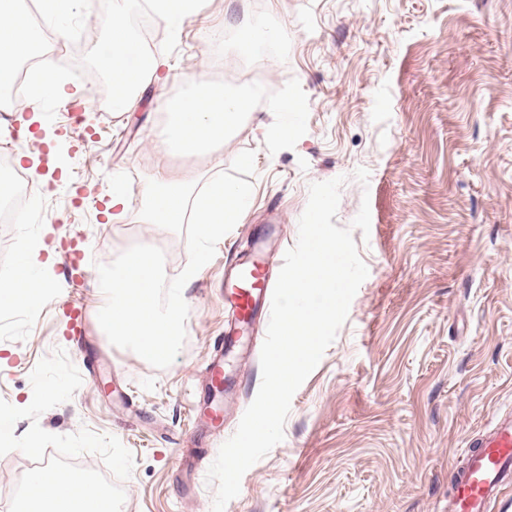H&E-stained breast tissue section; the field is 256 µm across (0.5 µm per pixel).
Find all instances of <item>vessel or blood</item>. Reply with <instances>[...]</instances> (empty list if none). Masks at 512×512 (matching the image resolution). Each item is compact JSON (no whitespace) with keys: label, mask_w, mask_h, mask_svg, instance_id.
Segmentation results:
<instances>
[{"label":"vessel or blood","mask_w":512,"mask_h":512,"mask_svg":"<svg viewBox=\"0 0 512 512\" xmlns=\"http://www.w3.org/2000/svg\"><path fill=\"white\" fill-rule=\"evenodd\" d=\"M273 283L264 261L239 265L227 283L228 301L238 322L252 323L269 306ZM67 331L76 346L87 342L84 305L68 299ZM512 487V414L499 417L484 438L471 443L462 465L452 468L448 512H490L502 490Z\"/></svg>","instance_id":"obj_1"}]
</instances>
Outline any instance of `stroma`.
Listing matches in <instances>:
<instances>
[{"mask_svg":"<svg viewBox=\"0 0 512 512\" xmlns=\"http://www.w3.org/2000/svg\"><path fill=\"white\" fill-rule=\"evenodd\" d=\"M142 0H97V16L61 27L90 30L65 41L47 67L65 79L0 125V146L38 162L28 220L0 233V272L39 245L48 299L0 303V399L28 406L30 375L64 349L82 369L70 401L42 413L47 432L88 428L116 436L134 456L122 512H211L207 472L261 383L268 318L226 348L225 425L211 430L191 405L224 335L225 272L266 243L279 274L298 238L309 186L345 176L332 222L351 227L361 203L370 231L353 229L368 276L320 363L292 398L285 437L246 471L225 512H445L449 464L499 415L512 411V0H206L179 30L154 22L147 53L170 65L128 112H108V87L80 78L116 7L141 35ZM254 38L256 50L242 52ZM247 91L250 112L224 141V163L164 154L154 131L164 99L191 81ZM300 118L285 140L268 136L277 106ZM369 173L368 185L354 177ZM228 170L252 183L239 224L185 285L186 340L156 369L111 345L90 321L88 347L66 335L64 301H99L97 264L141 243L165 253L167 277L188 262L184 235L139 216L148 180ZM126 202L113 223V191ZM90 264L61 287L66 249Z\"/></svg>","mask_w":512,"mask_h":512,"instance_id":"obj_1","label":"stroma"}]
</instances>
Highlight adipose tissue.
<instances>
[{
	"label": "adipose tissue",
	"instance_id": "1",
	"mask_svg": "<svg viewBox=\"0 0 512 512\" xmlns=\"http://www.w3.org/2000/svg\"><path fill=\"white\" fill-rule=\"evenodd\" d=\"M34 31L18 13L17 0H0V89L12 86L18 59L30 56ZM97 60L112 78V109L129 111L137 91L154 77L159 60L147 56L138 46L131 28L122 18L108 25ZM169 119L158 134L163 149L181 155L217 154L224 139L234 131L250 110L245 94L226 92L223 86L201 85L195 94L165 100ZM41 266L37 254L26 257V267L16 276L0 280V301L33 302L45 295L37 278Z\"/></svg>",
	"mask_w": 512,
	"mask_h": 512
}]
</instances>
